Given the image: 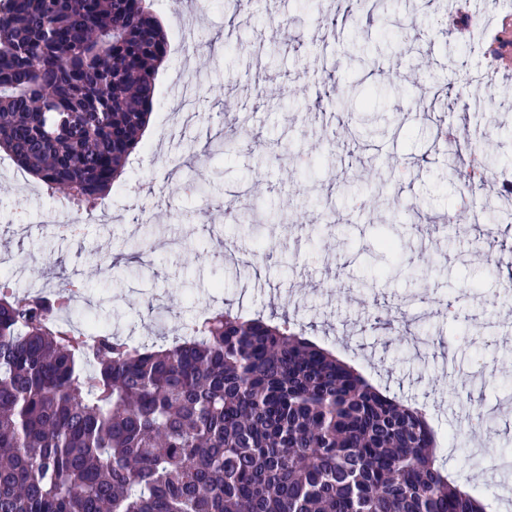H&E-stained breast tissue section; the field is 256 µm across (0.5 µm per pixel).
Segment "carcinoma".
<instances>
[{
  "label": "carcinoma",
  "mask_w": 512,
  "mask_h": 512,
  "mask_svg": "<svg viewBox=\"0 0 512 512\" xmlns=\"http://www.w3.org/2000/svg\"><path fill=\"white\" fill-rule=\"evenodd\" d=\"M147 0H0V150L93 207L167 56ZM75 284L0 274V512H485L425 412L305 337L222 309L159 347L60 323ZM375 323L410 331L383 309Z\"/></svg>",
  "instance_id": "carcinoma-1"
}]
</instances>
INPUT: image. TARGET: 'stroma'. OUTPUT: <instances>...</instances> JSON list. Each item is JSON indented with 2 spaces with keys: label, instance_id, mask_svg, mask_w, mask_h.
Listing matches in <instances>:
<instances>
[{
  "label": "stroma",
  "instance_id": "1",
  "mask_svg": "<svg viewBox=\"0 0 512 512\" xmlns=\"http://www.w3.org/2000/svg\"><path fill=\"white\" fill-rule=\"evenodd\" d=\"M324 2L258 0L250 22L233 29L224 0H154L169 53L142 146L103 201L114 222L92 215L81 243L59 239L42 217L63 196L0 151V255L23 259L25 291L48 258L61 260L86 284L75 324L148 344L217 308L288 314L375 386L424 406L456 484L488 512H512V470L491 475L471 462L476 447L512 457V288L503 266L474 258L488 238L512 249V225L499 220L503 200L483 188L469 194L436 138L442 127H468V151L512 170V71L485 99L466 96L512 0L492 14L485 0H393L386 27L361 17L336 30L324 23L335 0ZM188 10L189 31L179 22ZM451 15L482 30L481 42L450 31ZM330 69L351 103L341 118L314 107ZM233 126L230 151L189 161L191 146ZM332 139L340 150L321 156ZM379 181L389 208L365 207L366 184ZM200 182L211 197L190 193ZM220 199L263 202L278 219L227 223ZM461 209L468 223L447 226ZM270 243L272 259L227 258ZM97 252L119 266H96ZM387 306L414 321L426 347L374 327ZM479 408L490 420L474 434Z\"/></svg>",
  "mask_w": 512,
  "mask_h": 512
}]
</instances>
